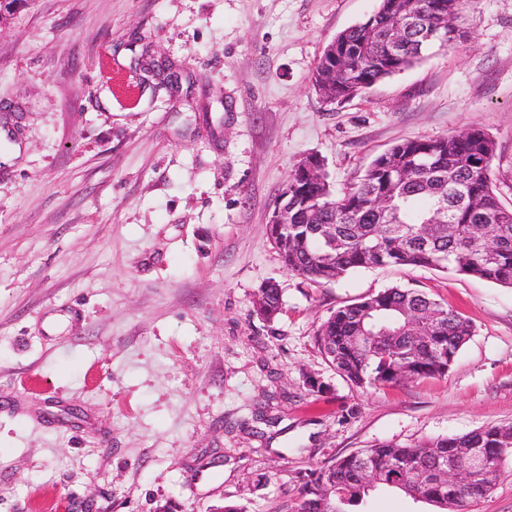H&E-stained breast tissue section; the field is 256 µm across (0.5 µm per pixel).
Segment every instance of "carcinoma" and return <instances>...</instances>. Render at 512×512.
Here are the masks:
<instances>
[{
	"mask_svg": "<svg viewBox=\"0 0 512 512\" xmlns=\"http://www.w3.org/2000/svg\"><path fill=\"white\" fill-rule=\"evenodd\" d=\"M471 0H401L420 27L387 51L396 9L379 0L364 20L336 35V61L318 60L312 82L341 98L369 88L423 58L420 31L438 28L443 15ZM495 142L480 129L467 138L408 139L377 156L361 179L338 193L327 181L293 192L288 208L286 270L312 282L380 266H416L512 288V209L492 189ZM277 316V286L265 289ZM471 323L414 288L392 287L332 311L317 332L321 353L360 388L404 385L448 374L472 336ZM468 448H486L496 468L512 454V424L402 445L379 443L307 474L292 512H358L372 494L388 489L433 503L443 512H469L493 485H462L453 500L430 470L469 464Z\"/></svg>",
	"mask_w": 512,
	"mask_h": 512,
	"instance_id": "obj_1",
	"label": "carcinoma"
}]
</instances>
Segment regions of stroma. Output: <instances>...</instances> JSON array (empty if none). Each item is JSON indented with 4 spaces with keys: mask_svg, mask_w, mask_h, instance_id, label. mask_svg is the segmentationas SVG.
Listing matches in <instances>:
<instances>
[{
    "mask_svg": "<svg viewBox=\"0 0 512 512\" xmlns=\"http://www.w3.org/2000/svg\"><path fill=\"white\" fill-rule=\"evenodd\" d=\"M376 5L32 0L0 28V512H289L309 469L512 422V288L411 266L315 284L266 233L302 157L341 191L471 127L512 208V0H470L460 43L327 106L313 68ZM394 286L473 334L447 376L362 390L317 331Z\"/></svg>",
    "mask_w": 512,
    "mask_h": 512,
    "instance_id": "stroma-1",
    "label": "stroma"
}]
</instances>
